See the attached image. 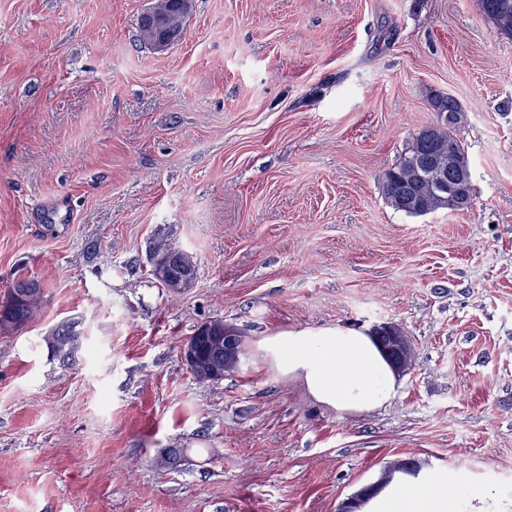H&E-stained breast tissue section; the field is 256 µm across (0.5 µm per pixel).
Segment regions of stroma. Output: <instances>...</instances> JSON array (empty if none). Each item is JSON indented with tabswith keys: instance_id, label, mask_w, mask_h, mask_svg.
Listing matches in <instances>:
<instances>
[{
	"instance_id": "stroma-1",
	"label": "stroma",
	"mask_w": 512,
	"mask_h": 512,
	"mask_svg": "<svg viewBox=\"0 0 512 512\" xmlns=\"http://www.w3.org/2000/svg\"><path fill=\"white\" fill-rule=\"evenodd\" d=\"M152 0H0V512H338L411 460L512 497V40L477 0H193L154 51ZM468 115L473 203L412 217L385 172ZM189 251L193 288L151 276ZM81 324L75 362L43 338ZM243 365L195 379L203 322ZM397 324L391 405L339 415L256 349L288 330ZM169 1H155L142 17V36L157 52L168 50L181 36L183 27L180 20L167 17L165 5ZM29 285H32L33 288H25ZM20 288L26 290L15 294L20 290ZM36 288L41 287L38 282L32 279H20L15 283L4 300H1L0 302V311H2V319L0 321L1 329L4 327L19 330L29 324L33 318L37 298L41 291L38 290L37 295L30 299V301H23L20 299H26V296H31L36 291ZM200 333L205 335L200 337L206 339L208 348L224 347V352L218 351L214 354L217 361H225L226 358L232 364L239 363V351L242 354L243 340L238 346L241 338V331L238 328L224 324V321L221 320H219V323L209 321L200 324ZM383 333L384 335L379 336V341L384 350L396 368L404 369L413 357V345L409 336L401 327H391ZM182 359L187 368L192 373L203 374L205 377H211L215 381L222 380V373L207 353V349L202 347L197 340H186L181 348Z\"/></svg>"
}]
</instances>
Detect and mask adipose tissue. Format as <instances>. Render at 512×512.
<instances>
[{"label":"adipose tissue","mask_w":512,"mask_h":512,"mask_svg":"<svg viewBox=\"0 0 512 512\" xmlns=\"http://www.w3.org/2000/svg\"><path fill=\"white\" fill-rule=\"evenodd\" d=\"M283 377L298 381L317 403L342 415L390 404L401 382L370 334L342 327L281 332L256 344ZM437 479L389 483L360 512H512V499H497L482 486L448 494Z\"/></svg>","instance_id":"adipose-tissue-1"}]
</instances>
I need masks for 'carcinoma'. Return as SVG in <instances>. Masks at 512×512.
Returning <instances> with one entry per match:
<instances>
[{
	"mask_svg": "<svg viewBox=\"0 0 512 512\" xmlns=\"http://www.w3.org/2000/svg\"><path fill=\"white\" fill-rule=\"evenodd\" d=\"M478 6L494 33L512 40V0H478ZM430 101L433 111L448 115V121L431 135L419 130L413 138L418 160L403 156L398 164L385 172L382 182L386 203L408 216L441 210L459 213L471 207L469 203L455 207L440 195L442 176H471L468 152L460 138L466 125L464 109L450 94H437ZM29 285L39 287L32 279H20L0 301V328L19 330L32 320L37 298L23 301L16 297V292Z\"/></svg>",
	"mask_w": 512,
	"mask_h": 512,
	"instance_id": "cac0c4a2",
	"label": "carcinoma"
}]
</instances>
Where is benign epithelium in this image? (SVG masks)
<instances>
[{
  "label": "benign epithelium",
  "instance_id": "benign-epithelium-1",
  "mask_svg": "<svg viewBox=\"0 0 512 512\" xmlns=\"http://www.w3.org/2000/svg\"><path fill=\"white\" fill-rule=\"evenodd\" d=\"M166 4L168 0H156L142 17V36L158 52L168 50L183 32L180 21L167 17ZM152 267L160 285L173 293L191 287L197 277L194 259L182 250L157 254L152 260ZM200 333L205 335L207 347H202L196 340H187L181 348L182 359L191 372L221 380L224 373L212 362L207 349L222 346L224 358L234 364L239 363L241 331L222 321H209L200 324ZM380 342L396 368L402 370L411 362L413 345L402 328H389L380 336Z\"/></svg>",
  "mask_w": 512,
  "mask_h": 512
}]
</instances>
